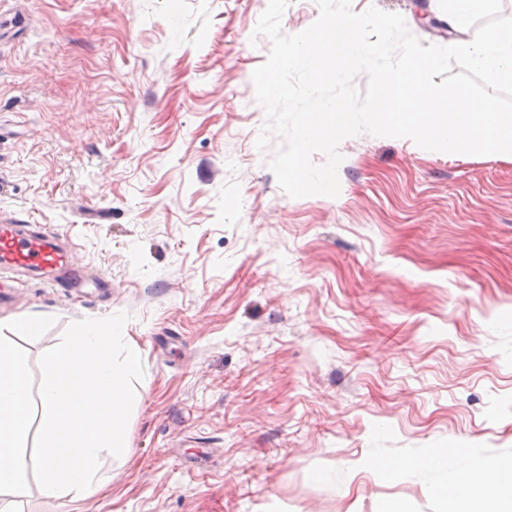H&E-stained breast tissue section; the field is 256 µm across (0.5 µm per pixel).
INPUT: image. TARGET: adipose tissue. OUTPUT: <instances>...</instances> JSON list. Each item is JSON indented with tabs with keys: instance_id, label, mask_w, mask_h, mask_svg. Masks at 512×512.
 <instances>
[{
	"instance_id": "obj_1",
	"label": "adipose tissue",
	"mask_w": 512,
	"mask_h": 512,
	"mask_svg": "<svg viewBox=\"0 0 512 512\" xmlns=\"http://www.w3.org/2000/svg\"><path fill=\"white\" fill-rule=\"evenodd\" d=\"M481 2L447 0L448 24L459 34L452 47L458 56L495 80L512 84V21L471 33L472 19ZM406 468L419 473L428 496L452 501L453 512H512V463L483 458L472 449L455 448L436 450L423 460H389L377 466L388 479Z\"/></svg>"
}]
</instances>
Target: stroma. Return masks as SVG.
<instances>
[{
	"mask_svg": "<svg viewBox=\"0 0 512 512\" xmlns=\"http://www.w3.org/2000/svg\"><path fill=\"white\" fill-rule=\"evenodd\" d=\"M268 0H0V224L54 233L82 293L0 279L34 380L119 312L141 359L104 489L21 512H442L374 465L512 461V156L348 137L340 193L288 197L252 81ZM449 45L442 0H353ZM438 25L430 28L427 17Z\"/></svg>",
	"mask_w": 512,
	"mask_h": 512,
	"instance_id": "obj_1",
	"label": "stroma"
}]
</instances>
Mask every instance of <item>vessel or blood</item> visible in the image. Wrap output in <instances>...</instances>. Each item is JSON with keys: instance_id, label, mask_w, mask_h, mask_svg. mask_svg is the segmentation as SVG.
Wrapping results in <instances>:
<instances>
[{"instance_id": "obj_1", "label": "vessel or blood", "mask_w": 512, "mask_h": 512, "mask_svg": "<svg viewBox=\"0 0 512 512\" xmlns=\"http://www.w3.org/2000/svg\"><path fill=\"white\" fill-rule=\"evenodd\" d=\"M38 269L58 284L74 287L80 273L71 267L66 251L57 248L47 234L27 232L16 224L0 225V274L15 276Z\"/></svg>"}]
</instances>
